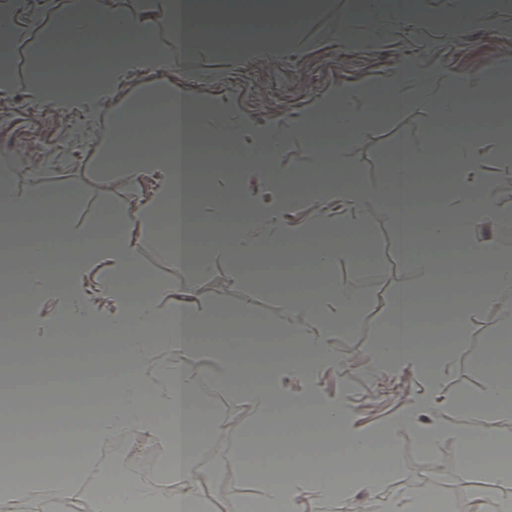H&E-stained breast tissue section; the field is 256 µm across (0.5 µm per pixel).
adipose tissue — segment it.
Wrapping results in <instances>:
<instances>
[{"label":"adipose tissue","instance_id":"1","mask_svg":"<svg viewBox=\"0 0 512 512\" xmlns=\"http://www.w3.org/2000/svg\"><path fill=\"white\" fill-rule=\"evenodd\" d=\"M500 12L499 0H463L448 27L452 36L472 26L491 25ZM7 25L0 26V91L15 84L10 50L23 45L28 71L26 90L31 101L59 111L82 104L86 123H94L100 102L134 75L180 81V69L158 39V32L174 35L183 53H236L264 59L297 50L296 30L306 17L297 0H139L136 7L108 6L102 0H72L55 12L41 36L30 33V23L18 22L12 9H0ZM428 25L417 0H352L351 9L336 30L338 39L355 45L375 43L385 29L404 30L408 24ZM77 44L87 55L89 69L98 73L89 84L65 87L55 49ZM413 65H406L395 80L380 84L371 79L339 85L313 104L314 112H328L325 133L307 119L262 130L246 153L225 156L224 143L235 140L236 126L224 121L222 73L198 77L201 91L155 93L127 103L112 115V146L100 153L103 180H123L131 195H138L144 174L164 177L162 191L137 210L136 222L160 225L161 245L172 264L192 268L207 277L212 256L222 255L227 275L248 284H261L278 296L290 320L284 328L289 349L269 368L244 378L243 350L238 334L249 327L251 308L241 303L232 311L182 294L175 286L149 277L141 268L130 222L104 221L94 230L62 222L30 224L27 216L45 210H66L74 201L72 190L47 179L27 184L0 173V248L14 252L24 246L32 262L18 284L0 281L10 295L5 303L17 307L19 297L55 300L48 319L49 331L34 334L32 343L45 350L53 340L52 328L74 330L98 322L85 287L99 282L112 300V314L104 331L119 341L118 357L128 363L116 377L105 399L106 413L99 418L95 437L118 429L158 439L167 449L161 461L173 473L175 492L161 491L153 481L131 480L105 472L96 481V512H141L143 506L161 504L164 512H204L209 496L222 494L226 512H242L239 499L221 492L214 479H201L181 447L184 412L195 392V381L182 368L183 357L202 353L224 363V382L241 390L253 411L250 433L262 438L270 431L295 442L291 448L267 449L259 465L262 494L258 512H313L315 505L363 487V475L376 465L373 430L354 416L349 403L326 393L320 380L336 369L339 360L333 338L344 331L362 305L356 289L342 284L320 288L288 274L256 280L255 272L269 264L330 269L338 258L363 257L370 250L364 224H331L319 206L321 197L335 199L341 208L371 216L381 212L396 224L395 244L402 256L424 268L417 284L397 289L390 319L372 356L384 372H413L417 387L410 403L388 426V433L420 426L425 446H432L445 431L441 424H423L424 415L447 411L456 421L453 430L464 448V467L481 465L496 482L512 485V465L492 453L477 454L469 421L476 415L512 412V385L503 379L504 355L488 348L485 378L472 395L440 397L443 375L454 363L466 338L472 315L496 310L503 323L512 322V258L498 252L493 240L471 234L472 225L498 218L496 192L484 179L483 146L498 138L497 125L484 115L462 112V105L483 107L499 90L487 70L469 78L440 70L418 80ZM417 85L431 112L432 130L422 145L402 144L386 178L370 186L357 181L339 156H326L324 142H339L347 133L372 121L369 113L349 112L348 100L393 108L406 105V88ZM305 142L309 162L305 168L274 167L284 146ZM449 168L455 174L454 191L440 202L447 221H422L416 207L421 170ZM272 175L288 208H303L311 218L305 224L282 223L273 210L257 201L248 183L253 175ZM233 205L248 215L247 222L228 224L224 208ZM464 245L488 257L482 272L457 269L446 272L442 250ZM107 279H100L101 271ZM167 298L158 306L156 296ZM448 307L451 326L448 343H441L425 326L422 315L431 302ZM223 339H211L213 330ZM336 433L344 452L336 453L325 468L316 464L313 437ZM91 448L67 455L42 457L38 478H31L19 462L17 449L0 448V512H13L26 501L42 512H77L73 490L85 473Z\"/></svg>","mask_w":512,"mask_h":512}]
</instances>
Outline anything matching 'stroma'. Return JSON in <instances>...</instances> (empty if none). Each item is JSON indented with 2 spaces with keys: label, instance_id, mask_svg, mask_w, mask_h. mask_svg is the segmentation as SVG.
Listing matches in <instances>:
<instances>
[{
  "label": "stroma",
  "instance_id": "obj_1",
  "mask_svg": "<svg viewBox=\"0 0 512 512\" xmlns=\"http://www.w3.org/2000/svg\"><path fill=\"white\" fill-rule=\"evenodd\" d=\"M459 0H418L419 9L432 23L413 31L391 32L377 46L353 48L333 37L344 19L350 0H308V18L297 32L303 46L300 54H291L270 62L250 57L182 55L177 40L161 33L165 47L175 54L183 76L181 88L196 91V73L209 69L224 71V118L239 126L257 128L278 122L288 114H302L314 99L332 86L370 76L375 82L392 80L406 59H413L419 73L432 75L441 67L460 74H474L477 68L512 71V0H504L497 22L475 27L456 39H449L444 19L458 8ZM17 81L14 89L0 96V170H9L16 182L37 178L75 186L77 206L65 211L69 223L95 226L104 208L134 217L136 205L128 196L121 179L102 183L97 168L100 149L112 140V109L145 91H164L162 79L132 78L125 87L102 102L98 112V133L80 138L83 117L78 112H60L48 105L32 102L26 92L27 63L21 47H14ZM409 104L397 110L385 109L383 115L356 132L341 145L345 164L366 184L381 182L401 142L419 143L431 126L428 108L417 87L407 89ZM371 252L367 258H340L333 280L356 288L363 304L349 329L334 338L343 362L348 386L347 399L359 421L372 429L385 427L410 398L408 383L393 386L369 353L388 319L392 296L397 288L420 281L423 271L408 262L395 248L393 224L375 220L369 229ZM142 269L152 278L178 285L194 296L231 310L249 302L255 313L253 337L280 336L287 319L279 300L272 294L250 287L242 281L226 278L224 259L211 260L208 278L200 279L186 268L168 261L158 243L159 227L137 224L132 230ZM482 354L472 347L458 355L448 371L444 385L448 391L473 393L483 384ZM196 381V402L203 415L212 417L220 430L205 435L204 450L199 453L201 467L216 472L220 487L239 498L258 497L260 484L242 465L240 441L253 422L251 409L237 388L224 385L221 362L206 354H194L184 360ZM134 435L118 430L96 442L99 471H119L130 477L155 474L165 454L162 444L134 449ZM395 459L375 481L378 495H391L403 486L433 485L438 496L447 499L452 512H468V501L461 493L469 485L492 498L512 499V486L490 480L476 469L460 464L462 450L453 434L431 447H424L416 429L401 430L393 442Z\"/></svg>",
  "mask_w": 512,
  "mask_h": 512
}]
</instances>
